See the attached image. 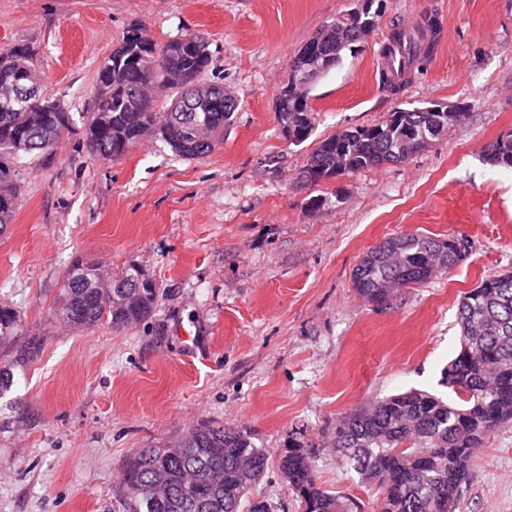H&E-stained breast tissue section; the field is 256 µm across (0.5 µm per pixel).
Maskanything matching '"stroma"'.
I'll list each match as a JSON object with an SVG mask.
<instances>
[{
  "mask_svg": "<svg viewBox=\"0 0 512 512\" xmlns=\"http://www.w3.org/2000/svg\"><path fill=\"white\" fill-rule=\"evenodd\" d=\"M350 0H0V46L34 51L46 97L79 114L126 32L158 42L204 36L209 80L239 102L198 159L144 140L103 162L81 131L13 165L20 207L0 229V300L41 350L0 400V512H122L137 449L211 423L245 428L271 459L300 442L323 488L375 512L332 448L338 422L411 388L447 394L458 307L486 276L512 271V170L485 154L512 134V0H370L376 26L312 86L313 130L281 133L275 102L288 63ZM437 17L445 42L398 92L379 84L386 25ZM462 104L465 117L406 162L316 186L299 182L318 143L384 123L399 108ZM329 203L313 210L311 198ZM461 240L451 270L389 305L352 284L385 239ZM145 267L162 296L152 318L72 328L51 307L73 260ZM456 512H512V423L476 454Z\"/></svg>",
  "mask_w": 512,
  "mask_h": 512,
  "instance_id": "stroma-1",
  "label": "stroma"
}]
</instances>
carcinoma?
I'll list each match as a JSON object with an SVG mask.
<instances>
[{"label": "carcinoma", "instance_id": "cac0c4a2", "mask_svg": "<svg viewBox=\"0 0 512 512\" xmlns=\"http://www.w3.org/2000/svg\"><path fill=\"white\" fill-rule=\"evenodd\" d=\"M374 27L369 13L351 27H342L339 18L330 24L331 58L325 71L336 68L345 51L354 50ZM408 51L409 73L431 58L434 42L424 45L411 38ZM211 64L209 44L199 34L159 45L145 29L133 28L100 66L90 106L77 117L43 96L29 46H1L0 96H21L28 105L0 107V228L12 222L18 208L19 192L7 160L52 153L68 124L80 126L86 145L101 161L118 160L147 138L162 140L184 158L208 155L238 109L224 86L204 80ZM155 79L178 90L175 103L159 109L147 98ZM293 99V90L281 88L278 120L292 126L303 142L312 128V113L296 111ZM431 127L430 113L413 108L380 125L339 131L319 142L301 178L317 185L340 169L352 174L403 162L415 154L413 136L434 140L443 133ZM489 151L491 165L512 169V134L500 137ZM461 259L453 237L396 236L366 253L352 282L369 302L390 299L401 288L437 276L435 268L445 272ZM159 298L155 278L139 265L114 276L76 259L54 315L71 327L121 328L151 316ZM458 320L460 349L441 377L452 396L410 389L374 401L336 427L333 447L362 482L378 486L379 512H455L477 450L496 428L512 422V272L489 276L465 293ZM21 336L26 337L23 345L0 355V399L12 391L41 347L20 312L0 303V342ZM267 465L268 454L250 431L200 424L126 460L120 505L123 512H275L269 499L253 495ZM277 468L288 491L305 500L308 512L359 509L353 500L319 484L303 445H290Z\"/></svg>", "mask_w": 512, "mask_h": 512}]
</instances>
